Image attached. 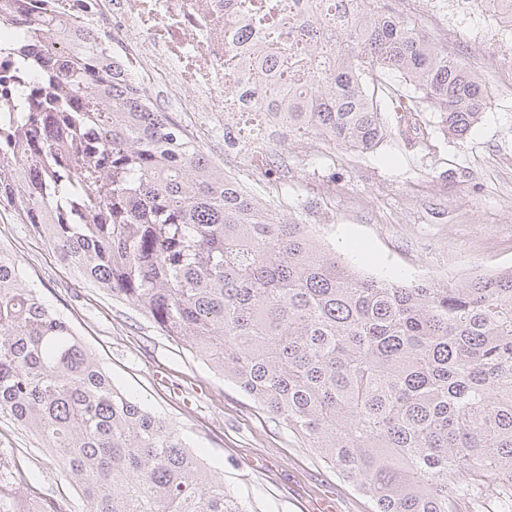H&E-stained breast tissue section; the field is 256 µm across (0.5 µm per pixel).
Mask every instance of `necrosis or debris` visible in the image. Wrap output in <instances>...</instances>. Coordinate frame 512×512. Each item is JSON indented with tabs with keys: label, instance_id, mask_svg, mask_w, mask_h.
Masks as SVG:
<instances>
[{
	"label": "necrosis or debris",
	"instance_id": "4bbe7bcc",
	"mask_svg": "<svg viewBox=\"0 0 512 512\" xmlns=\"http://www.w3.org/2000/svg\"><path fill=\"white\" fill-rule=\"evenodd\" d=\"M31 15L48 13L81 27L106 54L120 59L133 83L157 108L187 112L215 137L224 115L247 111L225 96L228 47L256 31L237 0H18Z\"/></svg>",
	"mask_w": 512,
	"mask_h": 512
}]
</instances>
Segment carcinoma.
<instances>
[{
	"instance_id": "cac0c4a2",
	"label": "carcinoma",
	"mask_w": 512,
	"mask_h": 512,
	"mask_svg": "<svg viewBox=\"0 0 512 512\" xmlns=\"http://www.w3.org/2000/svg\"><path fill=\"white\" fill-rule=\"evenodd\" d=\"M276 33L232 47L276 123L360 153L383 78L467 139L491 89L388 0H239ZM288 14V30L283 14ZM0 39L29 87L0 99V204L84 282L123 298L304 439L376 512H512V267L453 282L360 274L214 163L102 48L50 15ZM51 39L41 52L32 45ZM61 44L56 50L53 43ZM249 116L224 113V147ZM53 124L61 138L38 128ZM278 182L288 157L261 153ZM0 414L39 436L90 512H244L166 419L112 384L0 251ZM0 512H26L0 486Z\"/></svg>"
}]
</instances>
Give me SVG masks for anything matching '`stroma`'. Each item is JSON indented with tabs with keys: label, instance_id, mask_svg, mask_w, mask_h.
<instances>
[{
	"label": "stroma",
	"instance_id": "35a3bbf8",
	"mask_svg": "<svg viewBox=\"0 0 512 512\" xmlns=\"http://www.w3.org/2000/svg\"><path fill=\"white\" fill-rule=\"evenodd\" d=\"M437 45L485 77L492 105L466 141L445 135L437 112L392 132L360 154L312 136L282 144L288 188L279 192L258 156L203 139L210 159L259 198L312 225L316 236L366 275L391 280L462 279L512 266V65L492 57L508 33L464 0L451 17L423 0H392ZM0 250L12 255L25 284L70 321L113 384L161 415L224 479L246 512H374L373 501L343 479L284 423L272 419L234 383L174 342L125 301L83 282L26 226L0 223ZM22 475L15 492L51 497L65 512H89L56 455L35 435L0 415V480Z\"/></svg>",
	"mask_w": 512,
	"mask_h": 512
}]
</instances>
